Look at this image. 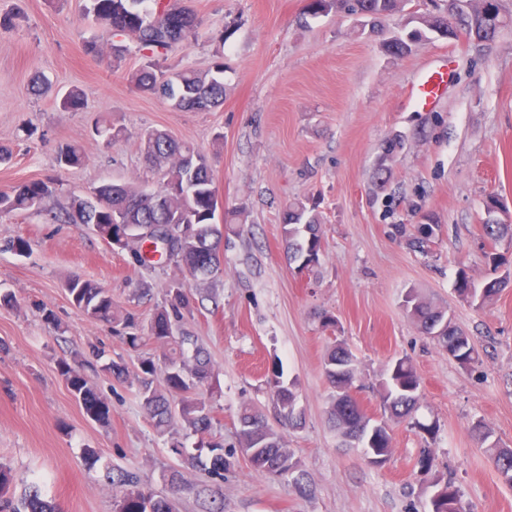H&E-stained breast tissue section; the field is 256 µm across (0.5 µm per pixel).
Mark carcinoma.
Returning a JSON list of instances; mask_svg holds the SVG:
<instances>
[{"label":"carcinoma","mask_w":512,"mask_h":512,"mask_svg":"<svg viewBox=\"0 0 512 512\" xmlns=\"http://www.w3.org/2000/svg\"><path fill=\"white\" fill-rule=\"evenodd\" d=\"M85 15L101 25L110 42L115 59H121L134 43L140 56V65L131 75L135 89L160 95L171 107L183 111H205L224 104V63L217 62L211 70L201 73L184 68L168 74L163 69L167 52L177 43H188L195 34L196 18L193 12L177 6L170 0H87ZM402 0H307L305 14L325 15L332 11L359 14L376 23L381 18L400 10ZM448 31L445 15L423 14L412 27L402 29L388 41V48L396 54L411 51L412 46ZM60 106L69 112L85 108L84 94L74 87L61 98ZM96 135L106 147L119 140L123 130L104 121L96 126ZM141 152L146 161L160 175L155 190L128 184H101L86 197L73 196L68 205L50 206L60 191L59 179L50 177L34 180L0 192V215L12 212L45 211L57 223L92 224L97 232L109 239L122 231L121 248L133 252L138 264L146 265L145 239L138 227L142 224H190L196 230L191 238L172 241L168 260L181 267L188 281L170 282L168 303L155 310L147 326L140 333L138 318L133 314L118 316L114 310L112 294L103 286L79 278L71 279L66 290L72 306L88 319L113 326L122 342L137 350L153 341L161 350L160 361L151 356L142 357L138 365L129 368L124 362L113 361L106 370L118 380L133 379L137 384L142 407L154 428L170 440V448L183 453L178 439L179 431L208 436L200 442L191 461L209 463L213 479L224 480V471L233 465L224 458V443L211 437L214 417L204 387L212 385L213 369L206 349L198 338L186 328L195 312L205 308L204 301H216L206 288L223 275L219 259V245L224 232L236 231L227 223H215L218 196L215 178L206 154L194 145L179 142L165 132L149 130L141 135ZM82 146L62 143L58 146L57 164L66 169L86 161ZM499 199L489 195L484 201L485 219L481 224L482 236L490 247L489 260L493 272L512 264L507 253L498 252L501 244L512 246V224L492 222L491 217ZM320 218L305 201L288 205L282 220V235L286 243L289 264L302 258L316 266L321 252ZM439 225L414 227L407 233L403 225L396 226L398 234L406 238L412 249L429 254L437 237ZM503 285L492 277L478 288L466 274L456 281V292L463 300L478 308L491 300ZM406 308L410 317L426 333L446 316V312L425 301L414 291ZM436 345L452 353L458 364L469 367L479 361L478 353L469 336L455 325H448L446 338ZM58 371L70 392L82 406L85 414L99 424L110 420V408L100 397L82 369L80 361L61 359ZM324 372L335 389L329 404L330 421L342 437H354L358 446H372L379 454L392 453L391 436L387 423H376L363 411L353 395L358 367L351 351L343 343L329 347L324 359ZM275 414L284 425L300 428L304 414L298 407V382L285 379L278 363H273L267 379ZM420 382L411 362L399 358L388 364L380 383L384 411L390 418L406 420L418 403ZM481 443L486 445L495 466L506 483L512 484V449L501 448L492 439V433L482 423L473 425ZM239 448L252 451L249 465L262 476L283 478L301 493H310L304 470L289 472L285 462L295 461L294 452L287 447L281 435L269 425L262 411L244 407L238 415L236 430ZM418 469L431 484L435 497L430 500L431 512H466L463 494L455 481L433 471L434 457L425 450L417 461ZM113 490V512H175L174 502L167 496L155 494L137 473L129 470H106ZM11 471L0 465V512H57L56 506L45 499L39 484H34L21 499L10 493Z\"/></svg>","instance_id":"1"}]
</instances>
